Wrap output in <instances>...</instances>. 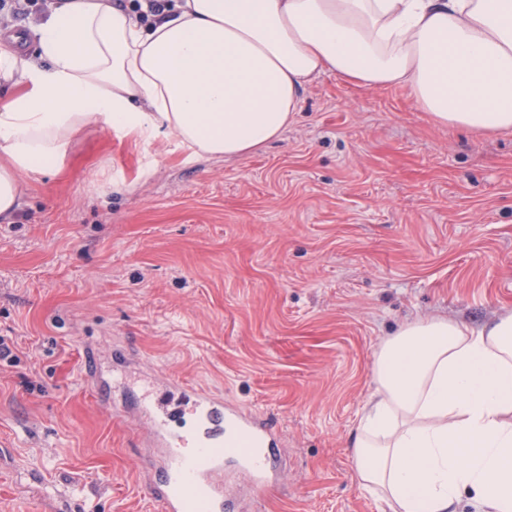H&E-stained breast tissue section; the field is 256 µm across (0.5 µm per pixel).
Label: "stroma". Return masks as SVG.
I'll return each instance as SVG.
<instances>
[{
	"instance_id": "obj_1",
	"label": "stroma",
	"mask_w": 512,
	"mask_h": 512,
	"mask_svg": "<svg viewBox=\"0 0 512 512\" xmlns=\"http://www.w3.org/2000/svg\"><path fill=\"white\" fill-rule=\"evenodd\" d=\"M512 309V132L441 127L402 87L314 77L282 136L192 160L90 126L0 222V512H159L123 387L85 380L133 346L144 368L275 420L278 484L253 512H384L351 434L382 341L421 316Z\"/></svg>"
}]
</instances>
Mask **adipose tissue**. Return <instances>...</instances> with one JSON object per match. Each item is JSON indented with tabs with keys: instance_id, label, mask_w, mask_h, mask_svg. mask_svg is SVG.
<instances>
[{
	"instance_id": "obj_1",
	"label": "adipose tissue",
	"mask_w": 512,
	"mask_h": 512,
	"mask_svg": "<svg viewBox=\"0 0 512 512\" xmlns=\"http://www.w3.org/2000/svg\"><path fill=\"white\" fill-rule=\"evenodd\" d=\"M34 37V59L0 57L26 86L0 102V220L87 125L243 156L323 73L408 88L439 125L512 131V0H175L148 23L117 0H58ZM372 380L353 457L389 512H457L465 495L512 512V311L403 324Z\"/></svg>"
}]
</instances>
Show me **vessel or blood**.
I'll return each mask as SVG.
<instances>
[{"label": "vessel or blood", "mask_w": 512, "mask_h": 512, "mask_svg": "<svg viewBox=\"0 0 512 512\" xmlns=\"http://www.w3.org/2000/svg\"><path fill=\"white\" fill-rule=\"evenodd\" d=\"M160 388L149 385L138 394V416L155 447L147 461L151 499L161 512H248L249 502L224 482V459L240 462L252 492L276 485L279 425L202 390L192 393L188 421L178 408L163 403Z\"/></svg>", "instance_id": "obj_1"}]
</instances>
